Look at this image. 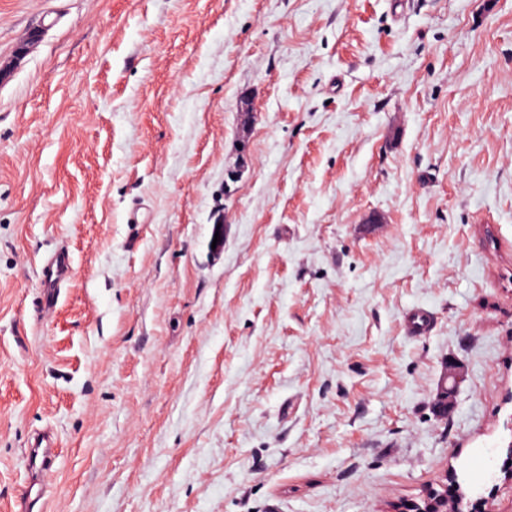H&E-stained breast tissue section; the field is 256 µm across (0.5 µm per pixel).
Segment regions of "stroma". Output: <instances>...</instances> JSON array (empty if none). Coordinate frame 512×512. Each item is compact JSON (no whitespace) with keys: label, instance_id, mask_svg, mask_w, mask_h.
I'll return each instance as SVG.
<instances>
[{"label":"stroma","instance_id":"obj_1","mask_svg":"<svg viewBox=\"0 0 512 512\" xmlns=\"http://www.w3.org/2000/svg\"><path fill=\"white\" fill-rule=\"evenodd\" d=\"M42 431L43 512H512V0H0V512ZM73 273V263L67 250L56 251L41 267L40 277L45 288V304L49 307L56 305L58 291L66 284ZM410 503V506H407ZM388 512H447L448 496L434 487L422 490L418 498L402 503H393Z\"/></svg>","mask_w":512,"mask_h":512}]
</instances>
